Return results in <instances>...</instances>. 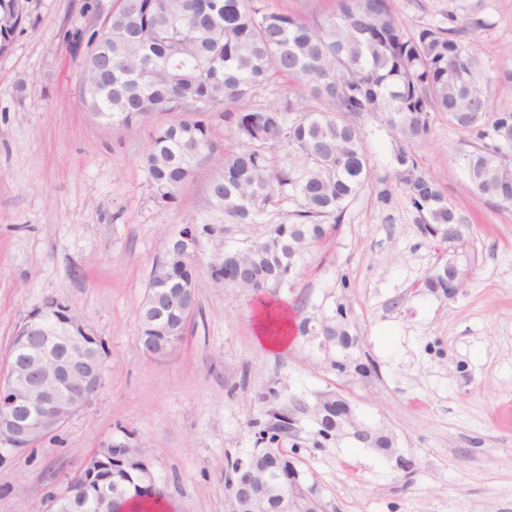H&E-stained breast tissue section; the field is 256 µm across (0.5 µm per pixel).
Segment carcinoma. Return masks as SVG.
<instances>
[{
	"label": "carcinoma",
	"instance_id": "obj_1",
	"mask_svg": "<svg viewBox=\"0 0 512 512\" xmlns=\"http://www.w3.org/2000/svg\"><path fill=\"white\" fill-rule=\"evenodd\" d=\"M25 0H0V55L12 47L24 20ZM108 44L98 46L80 32L73 50L86 49L82 102L107 126H127L155 112L173 119L152 134L143 157L156 207L178 199L198 159L222 152L207 114L221 112L233 135L246 145L224 156L210 186L212 206L226 224H256L271 209L291 201L292 218L267 225L243 247L224 246L240 260L245 275L224 287L255 294L291 288L303 255L325 240L329 225L341 223L347 204L369 177L359 129L349 115L381 114L398 144L395 160L424 231L467 251L457 230L461 216L430 176L419 170L404 144L429 133L433 112H443L460 129L476 131L483 144L463 155L469 182L487 199L512 206V108L494 106L478 57L452 28H426L409 35L389 0H337L322 20L277 10L260 0H115ZM291 82L278 105L237 104L276 80ZM281 151L286 164L273 161ZM421 287L448 293L438 271ZM191 314L144 296L139 326L174 330L154 342L153 356L165 357L182 343ZM300 336H332L349 352L356 339L347 311L337 308L323 324L306 318ZM319 430L331 434L341 411L328 397ZM112 495V512L132 502L149 512L158 491L134 467H114L87 488L86 501Z\"/></svg>",
	"mask_w": 512,
	"mask_h": 512
}]
</instances>
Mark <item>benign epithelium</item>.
<instances>
[{"mask_svg": "<svg viewBox=\"0 0 512 512\" xmlns=\"http://www.w3.org/2000/svg\"><path fill=\"white\" fill-rule=\"evenodd\" d=\"M199 239L191 233H178L165 248L164 255L150 274L151 287L170 286L186 292L195 291V263L198 261ZM462 272L448 276L449 287H464L469 275V256L454 252ZM56 321L54 328L48 323ZM93 329L76 313L64 297H49L31 311L20 324L0 365V452H19L35 447L57 432L68 420L89 407L105 388L103 361L88 353L87 339ZM27 351L22 359L18 349ZM308 415L318 422L323 415L322 397L314 404L304 403L301 411L288 412V434L296 428L299 415ZM353 438L369 448H376L381 439L391 441L383 431L374 430L356 421L352 406L336 421V439ZM255 454L231 463L229 485L233 490V512H325L315 496L297 494L293 479L300 478L298 469L286 481H276L269 470L254 473ZM140 464L149 484L154 478L143 453L126 445L109 444L93 452L69 479L58 508L65 500L80 512L85 506L82 488L106 467Z\"/></svg>", "mask_w": 512, "mask_h": 512, "instance_id": "benign-epithelium-1", "label": "benign epithelium"}]
</instances>
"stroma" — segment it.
I'll return each mask as SVG.
<instances>
[{"instance_id":"35a3bbf8","label":"stroma","mask_w":512,"mask_h":512,"mask_svg":"<svg viewBox=\"0 0 512 512\" xmlns=\"http://www.w3.org/2000/svg\"><path fill=\"white\" fill-rule=\"evenodd\" d=\"M113 0H26L0 55V354L34 308L68 298L105 341L98 400L38 447L0 460V512H48L84 459L107 443L142 449L175 512H229L227 460L255 446L269 388L279 403L325 392L370 427L391 432L410 474L383 451L343 439L318 446L302 419L282 447L326 512H512V208L481 196L462 163L475 133L432 114L407 149L463 218L471 275L455 297L419 283L452 252L425 234L398 180L382 115L357 116L370 177L344 220L306 255L293 288L266 292L291 316L345 307L367 376L334 366L338 347L256 340V294L215 283L201 239L198 310L182 344L154 359L139 346V309L169 237L214 219L216 159L199 161L167 211L156 208L142 157L159 112L118 130L82 103L84 55L74 33L99 30ZM407 33L456 17L480 57L491 101L512 106V0H390ZM391 191L389 202L378 197Z\"/></svg>"}]
</instances>
